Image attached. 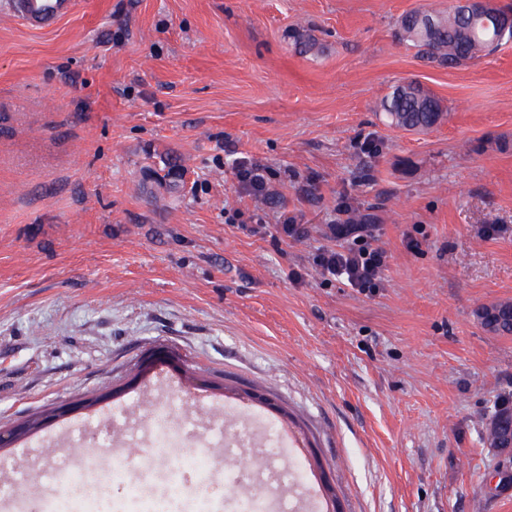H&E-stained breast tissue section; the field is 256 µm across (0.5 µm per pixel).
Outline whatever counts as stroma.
<instances>
[{"label":"stroma","instance_id":"stroma-1","mask_svg":"<svg viewBox=\"0 0 512 512\" xmlns=\"http://www.w3.org/2000/svg\"><path fill=\"white\" fill-rule=\"evenodd\" d=\"M70 2L37 28L0 0V430L39 421L0 447L15 512L62 501L61 457L111 468L112 512H207L223 478L164 477L208 471L230 425L256 442L224 471L293 475L264 512H512L483 435L512 336L475 316L512 301V41L425 63L398 21L448 0ZM410 80L448 109L425 132L378 110ZM344 201L391 255L373 295L311 264ZM281 207L301 239L274 241ZM235 175L242 188L253 196L264 195L269 183L268 168L255 158H242L237 162Z\"/></svg>","mask_w":512,"mask_h":512}]
</instances>
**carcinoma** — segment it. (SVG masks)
<instances>
[{
	"instance_id": "cac0c4a2",
	"label": "carcinoma",
	"mask_w": 512,
	"mask_h": 512,
	"mask_svg": "<svg viewBox=\"0 0 512 512\" xmlns=\"http://www.w3.org/2000/svg\"><path fill=\"white\" fill-rule=\"evenodd\" d=\"M430 12L412 10L401 16L400 38L417 50L423 60L440 66L455 68L509 42L501 37L494 24L482 27L468 14L454 10L439 14L434 29L427 27ZM389 125L404 131L424 132L431 129L446 116L439 99L414 86H400L385 96L379 104ZM476 317L489 332L500 336L512 335V302L503 301L482 306ZM506 409H496L486 427L489 440L512 431V423L505 417Z\"/></svg>"
}]
</instances>
